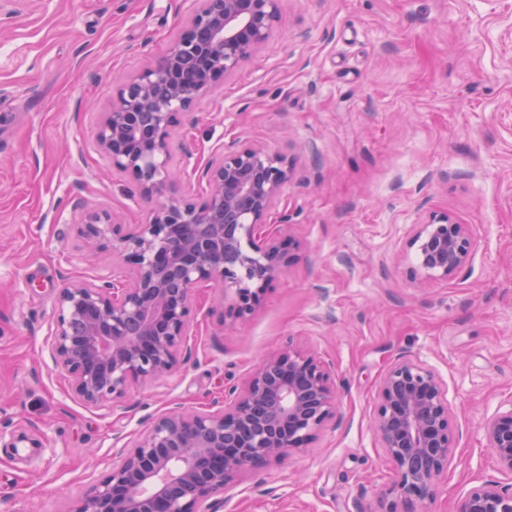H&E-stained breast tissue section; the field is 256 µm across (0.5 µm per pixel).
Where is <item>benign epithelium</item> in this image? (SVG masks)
Segmentation results:
<instances>
[{
    "label": "benign epithelium",
    "instance_id": "7a95c632",
    "mask_svg": "<svg viewBox=\"0 0 512 512\" xmlns=\"http://www.w3.org/2000/svg\"><path fill=\"white\" fill-rule=\"evenodd\" d=\"M279 21V0H195L164 58L123 84L101 113L99 152L157 204L149 222L131 230L108 212L73 205L90 252L110 247L126 268L118 283L68 281L58 294L49 356L83 404L115 410L133 386L157 384L191 358L186 336L198 284H214L222 322L234 323L256 310L300 248L287 213L267 224L292 165L262 146L233 140L197 168L208 187L202 204L161 199L179 175L170 165L177 115L213 95ZM409 247L410 279L448 278L469 263L473 242L467 225L432 214ZM229 394L215 410L175 406L156 416L68 512H220L224 492L257 463L279 464L340 422L336 372L306 348L269 357ZM372 420L395 472L377 512H418L454 455L447 386L400 353L379 382ZM484 433L512 473V403L486 420ZM462 512H512V486L473 487Z\"/></svg>",
    "mask_w": 512,
    "mask_h": 512
}]
</instances>
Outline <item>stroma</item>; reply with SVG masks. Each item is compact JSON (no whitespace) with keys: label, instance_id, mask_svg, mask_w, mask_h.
Wrapping results in <instances>:
<instances>
[{"label":"stroma","instance_id":"obj_1","mask_svg":"<svg viewBox=\"0 0 512 512\" xmlns=\"http://www.w3.org/2000/svg\"><path fill=\"white\" fill-rule=\"evenodd\" d=\"M193 0H0V512H68L90 475L173 405L206 410L287 343L332 364L341 422L260 465L223 512H364L394 479L374 433L379 381L402 351L441 376L454 457L429 505L461 512L512 485L483 425L512 403V0H280V24L180 118L174 163L237 139L292 163L280 196L302 246L258 310L231 327L197 290L193 355L133 387L129 413L72 399L46 349L64 277L122 280L86 256L71 208L147 223L154 202L95 147L117 89L160 60ZM468 225L448 279L410 280L432 214ZM28 439L17 442L19 432Z\"/></svg>","mask_w":512,"mask_h":512}]
</instances>
